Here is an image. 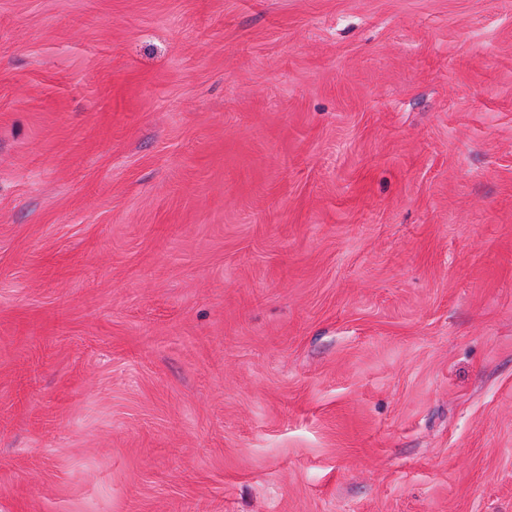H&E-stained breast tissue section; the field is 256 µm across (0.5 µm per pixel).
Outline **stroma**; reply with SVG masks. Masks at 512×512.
Here are the masks:
<instances>
[{"label":"stroma","instance_id":"stroma-1","mask_svg":"<svg viewBox=\"0 0 512 512\" xmlns=\"http://www.w3.org/2000/svg\"><path fill=\"white\" fill-rule=\"evenodd\" d=\"M0 512H512V0H0Z\"/></svg>","mask_w":512,"mask_h":512}]
</instances>
